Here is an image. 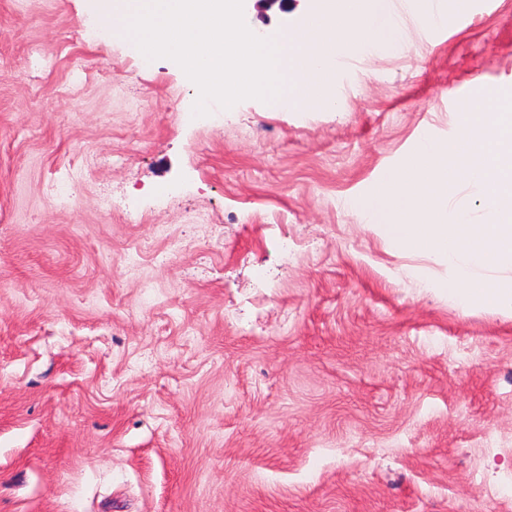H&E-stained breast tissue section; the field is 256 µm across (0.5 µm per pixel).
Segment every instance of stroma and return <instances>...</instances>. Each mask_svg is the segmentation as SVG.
<instances>
[{"mask_svg":"<svg viewBox=\"0 0 512 512\" xmlns=\"http://www.w3.org/2000/svg\"><path fill=\"white\" fill-rule=\"evenodd\" d=\"M89 4L0 0V512H512V307L347 206L512 90V0L196 119Z\"/></svg>","mask_w":512,"mask_h":512,"instance_id":"obj_1","label":"stroma"}]
</instances>
